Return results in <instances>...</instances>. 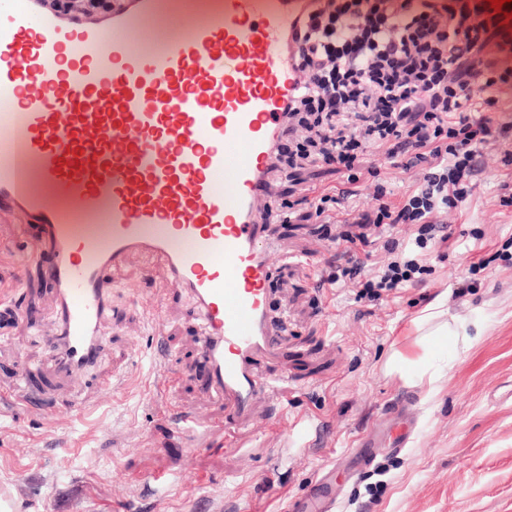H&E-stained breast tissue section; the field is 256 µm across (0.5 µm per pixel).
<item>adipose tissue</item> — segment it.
I'll use <instances>...</instances> for the list:
<instances>
[{
	"label": "adipose tissue",
	"instance_id": "obj_1",
	"mask_svg": "<svg viewBox=\"0 0 512 512\" xmlns=\"http://www.w3.org/2000/svg\"><path fill=\"white\" fill-rule=\"evenodd\" d=\"M458 336L448 324L445 299L436 298L401 332L399 346L386 363L387 374L415 385L435 386L446 375L438 345L455 342Z\"/></svg>",
	"mask_w": 512,
	"mask_h": 512
}]
</instances>
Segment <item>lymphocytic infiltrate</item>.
I'll return each instance as SVG.
<instances>
[{"label": "lymphocytic infiltrate", "instance_id": "f902f5d3", "mask_svg": "<svg viewBox=\"0 0 512 512\" xmlns=\"http://www.w3.org/2000/svg\"><path fill=\"white\" fill-rule=\"evenodd\" d=\"M501 38L502 18L482 0H319L295 36L303 85L286 107L288 164L332 165L348 182L316 199L315 216L335 223V207L357 196L362 176L375 183V205L344 238L384 254L363 295L422 281L430 268L421 249L443 214L471 196L476 157L504 136L486 116L512 86V65L495 53ZM372 152L391 168L421 170L401 201H387L378 167L361 170ZM400 224L413 226L417 255L371 234Z\"/></svg>", "mask_w": 512, "mask_h": 512}]
</instances>
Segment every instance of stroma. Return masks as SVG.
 Segmentation results:
<instances>
[{
    "instance_id": "stroma-1",
    "label": "stroma",
    "mask_w": 512,
    "mask_h": 512,
    "mask_svg": "<svg viewBox=\"0 0 512 512\" xmlns=\"http://www.w3.org/2000/svg\"><path fill=\"white\" fill-rule=\"evenodd\" d=\"M512 133L477 158L474 191L445 218L454 235L425 255L424 281L372 300L326 277L341 263L345 224L311 216L315 193L340 187L328 165L277 173L267 213L274 238L267 313L281 345L258 373L282 382L228 436L229 414L204 392L201 328L191 299L132 258L112 286L106 351L73 378L51 368L57 332L46 274L29 237L0 221V389L27 380L44 403L0 399V497L16 512H281L319 477L335 512H512ZM489 259L477 269L480 259ZM23 287H16V279ZM463 332L442 358L432 399L384 372L401 330L437 297ZM167 358L146 361L156 337ZM165 381L161 396L141 388ZM84 399L83 414L72 411ZM197 420L193 436L175 419ZM25 471L17 480V471ZM167 480V490L149 476Z\"/></svg>"
}]
</instances>
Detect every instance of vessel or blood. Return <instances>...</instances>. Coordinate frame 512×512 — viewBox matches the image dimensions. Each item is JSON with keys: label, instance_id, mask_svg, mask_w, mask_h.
<instances>
[{"label": "vessel or blood", "instance_id": "1", "mask_svg": "<svg viewBox=\"0 0 512 512\" xmlns=\"http://www.w3.org/2000/svg\"><path fill=\"white\" fill-rule=\"evenodd\" d=\"M190 4L209 19L149 49L159 0H0V217L48 257L57 375L98 361L108 284L142 256L193 299L206 391L241 422L274 388L253 369L280 345L263 214L312 2Z\"/></svg>", "mask_w": 512, "mask_h": 512}]
</instances>
